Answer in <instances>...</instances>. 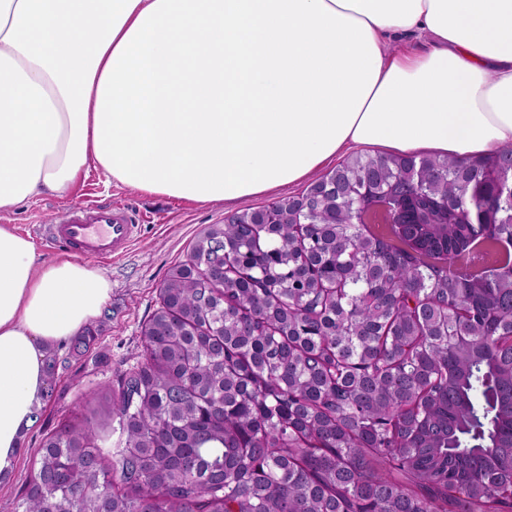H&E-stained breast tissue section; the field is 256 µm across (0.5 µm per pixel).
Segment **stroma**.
Returning <instances> with one entry per match:
<instances>
[{
    "label": "stroma",
    "mask_w": 512,
    "mask_h": 512,
    "mask_svg": "<svg viewBox=\"0 0 512 512\" xmlns=\"http://www.w3.org/2000/svg\"><path fill=\"white\" fill-rule=\"evenodd\" d=\"M88 202L101 207L125 206L138 216V237L125 257L116 261H94L111 283L105 303L111 319L95 317L89 323L97 342L87 356L70 360L61 370L52 399L44 403V429H32L27 436L12 481L0 486V512L16 498L33 468L43 430L58 423L84 420L87 410L83 393L97 389L115 373L133 364L141 353L139 326L157 306L162 280L168 268L185 260L197 234L209 224L223 223L228 211L220 205L152 197L109 184L98 172L81 178L64 198L48 197L16 213L0 217L21 236L47 219H61L69 205Z\"/></svg>",
    "instance_id": "obj_1"
}]
</instances>
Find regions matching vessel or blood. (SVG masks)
Masks as SVG:
<instances>
[{
	"instance_id": "vessel-or-blood-1",
	"label": "vessel or blood",
	"mask_w": 512,
	"mask_h": 512,
	"mask_svg": "<svg viewBox=\"0 0 512 512\" xmlns=\"http://www.w3.org/2000/svg\"><path fill=\"white\" fill-rule=\"evenodd\" d=\"M34 232L46 247L63 244L81 258L124 256L138 226L123 208L77 206L60 222L36 225Z\"/></svg>"
}]
</instances>
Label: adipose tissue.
I'll return each mask as SVG.
<instances>
[{"label": "adipose tissue", "instance_id": "1", "mask_svg": "<svg viewBox=\"0 0 512 512\" xmlns=\"http://www.w3.org/2000/svg\"><path fill=\"white\" fill-rule=\"evenodd\" d=\"M422 38L387 52L393 32ZM512 144V0H0V214L116 186L233 206L349 150ZM111 293L0 225V485Z\"/></svg>", "mask_w": 512, "mask_h": 512}]
</instances>
